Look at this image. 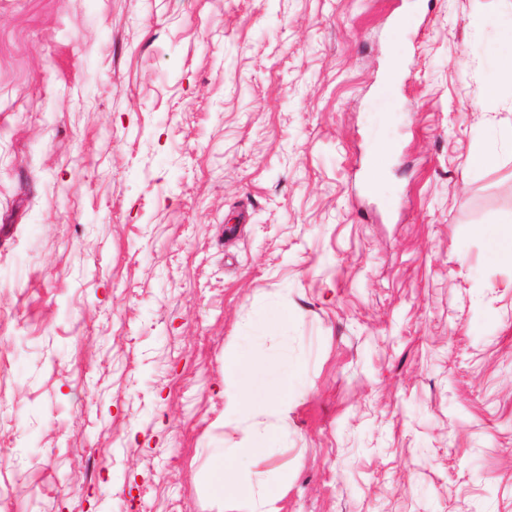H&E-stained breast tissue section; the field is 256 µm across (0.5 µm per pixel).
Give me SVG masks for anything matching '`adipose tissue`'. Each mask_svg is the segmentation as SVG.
Here are the masks:
<instances>
[{"mask_svg":"<svg viewBox=\"0 0 512 512\" xmlns=\"http://www.w3.org/2000/svg\"><path fill=\"white\" fill-rule=\"evenodd\" d=\"M252 367L253 359L246 352L235 351L225 355V414L241 419L253 414L259 405L266 404L279 420H286L294 399L291 373H284L273 390L259 401L250 397L242 384ZM263 442L262 433L250 432L244 435L241 447L214 450L200 476L210 512H224V505L229 501L236 504L239 512H279L277 503L288 483L287 475H279L265 485H255L243 480L238 468L239 461L257 458Z\"/></svg>","mask_w":512,"mask_h":512,"instance_id":"adipose-tissue-1","label":"adipose tissue"}]
</instances>
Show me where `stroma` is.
Wrapping results in <instances>:
<instances>
[{
	"mask_svg": "<svg viewBox=\"0 0 512 512\" xmlns=\"http://www.w3.org/2000/svg\"><path fill=\"white\" fill-rule=\"evenodd\" d=\"M511 27L512 0H0L9 512H206L249 427L280 512H512L482 233L512 145L468 165L512 122V84L484 96ZM235 350L254 397L294 372L287 423L214 428ZM499 154V151L487 142L478 141L470 149V166L475 169L492 167L497 163Z\"/></svg>",
	"mask_w": 512,
	"mask_h": 512,
	"instance_id": "stroma-1",
	"label": "stroma"
}]
</instances>
